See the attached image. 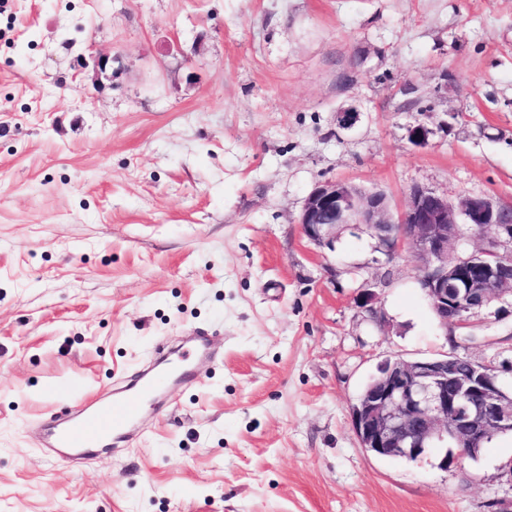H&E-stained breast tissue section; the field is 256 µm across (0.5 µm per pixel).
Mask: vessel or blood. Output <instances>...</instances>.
<instances>
[{
    "instance_id": "b4317fda",
    "label": "vessel or blood",
    "mask_w": 512,
    "mask_h": 512,
    "mask_svg": "<svg viewBox=\"0 0 512 512\" xmlns=\"http://www.w3.org/2000/svg\"><path fill=\"white\" fill-rule=\"evenodd\" d=\"M212 354L209 338L198 332L184 337L174 350L167 342L156 343L154 360L128 382L83 398L65 413L46 415L37 425L42 446L63 461L97 448L132 446L145 433L143 404L158 400L170 384L191 381L196 360Z\"/></svg>"
}]
</instances>
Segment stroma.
<instances>
[{"mask_svg":"<svg viewBox=\"0 0 512 512\" xmlns=\"http://www.w3.org/2000/svg\"><path fill=\"white\" fill-rule=\"evenodd\" d=\"M328 180L396 213L414 184L512 203V0H0V512L512 499L511 434L445 469L439 448L358 442L384 359L512 365V303L445 329L408 251L361 224L311 244L298 217ZM191 330L218 355L145 406L136 447L69 465L40 447L45 412Z\"/></svg>","mask_w":512,"mask_h":512,"instance_id":"35a3bbf8","label":"stroma"}]
</instances>
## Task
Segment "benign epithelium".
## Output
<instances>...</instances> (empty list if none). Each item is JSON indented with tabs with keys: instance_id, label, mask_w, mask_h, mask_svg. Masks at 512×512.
Wrapping results in <instances>:
<instances>
[{
	"instance_id": "1",
	"label": "benign epithelium",
	"mask_w": 512,
	"mask_h": 512,
	"mask_svg": "<svg viewBox=\"0 0 512 512\" xmlns=\"http://www.w3.org/2000/svg\"><path fill=\"white\" fill-rule=\"evenodd\" d=\"M298 224L320 247H332L348 224H363L390 253L411 252L419 281L443 328L512 298V204L485 194L457 202L413 185L405 209L393 215L381 192L344 181L318 184L305 199ZM466 236L488 239L470 254L459 250ZM470 373L448 387V358L407 361L387 358L351 411L361 447L381 458L416 460L430 448L452 446L476 458L491 432H512V382L501 371L472 361Z\"/></svg>"
}]
</instances>
